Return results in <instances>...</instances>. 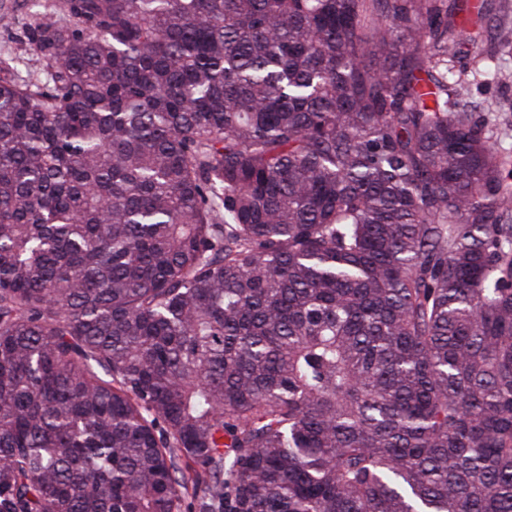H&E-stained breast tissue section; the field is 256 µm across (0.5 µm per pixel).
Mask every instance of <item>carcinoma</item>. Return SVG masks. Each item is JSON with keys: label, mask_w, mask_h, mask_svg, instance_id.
Returning a JSON list of instances; mask_svg holds the SVG:
<instances>
[{"label": "carcinoma", "mask_w": 512, "mask_h": 512, "mask_svg": "<svg viewBox=\"0 0 512 512\" xmlns=\"http://www.w3.org/2000/svg\"><path fill=\"white\" fill-rule=\"evenodd\" d=\"M0 66V512H512L489 0H55Z\"/></svg>", "instance_id": "carcinoma-1"}]
</instances>
